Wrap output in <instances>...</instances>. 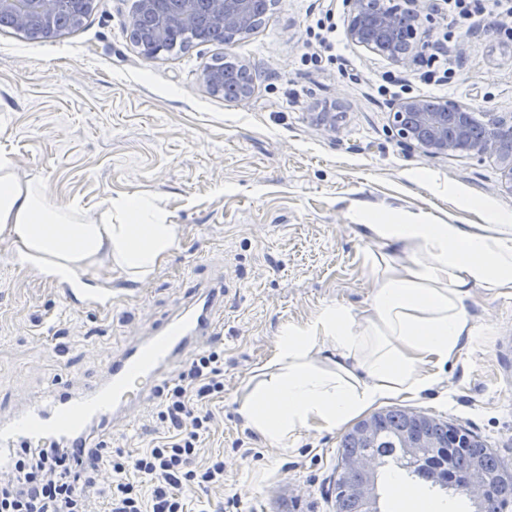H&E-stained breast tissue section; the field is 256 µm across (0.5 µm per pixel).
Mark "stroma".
Segmentation results:
<instances>
[{"mask_svg":"<svg viewBox=\"0 0 512 512\" xmlns=\"http://www.w3.org/2000/svg\"><path fill=\"white\" fill-rule=\"evenodd\" d=\"M430 45L404 69L350 43L344 0H277L269 21L230 45L253 79L250 96L228 101L205 85L220 46L196 43L153 60L130 38L134 0H95L76 31L46 41L0 28V153L20 181L35 180L58 207L87 217L130 195L156 197L178 243L151 279L130 285L109 265L97 285L119 290L112 316L65 306L36 266L0 242V415L58 381L99 377L108 352L176 313L186 277L221 274L224 392L199 462L224 460L223 484L203 493L210 512H336V467L348 425L303 432L281 451L251 429L238 400L276 352L281 329L331 306L368 307L370 247L362 209L420 222L476 224L472 199L512 214L495 159L429 157L399 144L392 99L379 86L408 81L414 96L452 99L477 112L512 113V29L454 22L432 0ZM336 26L318 44L317 20ZM451 61L446 85L420 76L434 57ZM335 107L336 128L317 116ZM466 311L478 327L441 385L406 408L460 425L512 470V295L476 293ZM158 404L142 410L115 447L133 456L167 434Z\"/></svg>","mask_w":512,"mask_h":512,"instance_id":"35a3bbf8","label":"stroma"}]
</instances>
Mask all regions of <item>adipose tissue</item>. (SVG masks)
<instances>
[{
    "label": "adipose tissue",
    "instance_id": "ef3b65f1",
    "mask_svg": "<svg viewBox=\"0 0 512 512\" xmlns=\"http://www.w3.org/2000/svg\"><path fill=\"white\" fill-rule=\"evenodd\" d=\"M484 212L480 224H422L361 211L359 227L374 244L365 255L374 279L368 308L331 307L283 327L239 401L247 425L284 448L304 431L332 430L382 400L439 385L476 334L466 301L478 290L512 294V216ZM82 214L77 204L51 205L40 184L21 183L0 158V240L21 260L76 277L106 264L141 281L176 244L168 213L147 196L109 201L89 222ZM322 347L333 352L325 363L314 357Z\"/></svg>",
    "mask_w": 512,
    "mask_h": 512
}]
</instances>
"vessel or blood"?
<instances>
[{
	"label": "vessel or blood",
	"mask_w": 512,
	"mask_h": 512,
	"mask_svg": "<svg viewBox=\"0 0 512 512\" xmlns=\"http://www.w3.org/2000/svg\"><path fill=\"white\" fill-rule=\"evenodd\" d=\"M73 310L112 313L111 291L99 293L66 281L55 284ZM224 283L213 280L191 286L183 309L133 337L108 359L104 377L80 389L51 391L0 418V470H9L14 452L23 446L63 440L70 465L90 472L87 451L98 443L97 433L115 434L160 397L194 351L219 334L224 313Z\"/></svg>",
	"instance_id": "b4317fda"
}]
</instances>
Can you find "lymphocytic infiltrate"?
Masks as SVG:
<instances>
[{
    "mask_svg": "<svg viewBox=\"0 0 512 512\" xmlns=\"http://www.w3.org/2000/svg\"><path fill=\"white\" fill-rule=\"evenodd\" d=\"M223 364V351L200 355L162 392L163 441L133 457L102 450L98 464L112 476L108 512H186L188 496L223 483V459L196 463L214 421L208 405L224 391ZM66 458L57 442L21 448L0 473V512H96L94 479L72 473Z\"/></svg>",
    "mask_w": 512,
    "mask_h": 512,
    "instance_id": "1",
    "label": "lymphocytic infiltrate"
}]
</instances>
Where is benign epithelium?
Listing matches in <instances>:
<instances>
[{
	"instance_id": "7a95c632",
	"label": "benign epithelium",
	"mask_w": 512,
	"mask_h": 512,
	"mask_svg": "<svg viewBox=\"0 0 512 512\" xmlns=\"http://www.w3.org/2000/svg\"><path fill=\"white\" fill-rule=\"evenodd\" d=\"M94 0H0V15L13 14L27 30L55 32L63 14L76 20L93 7ZM254 0H135L130 27L156 15L164 18L151 27L152 50L158 56L177 26L194 23L199 15L224 29L226 43L254 28ZM346 36L369 52L397 66H408L421 56L431 30L426 26L423 0H346ZM391 123L398 141L428 156L465 152L493 157L499 164L500 188L512 194V113L472 112L454 100L433 103L421 96L392 104Z\"/></svg>"
}]
</instances>
